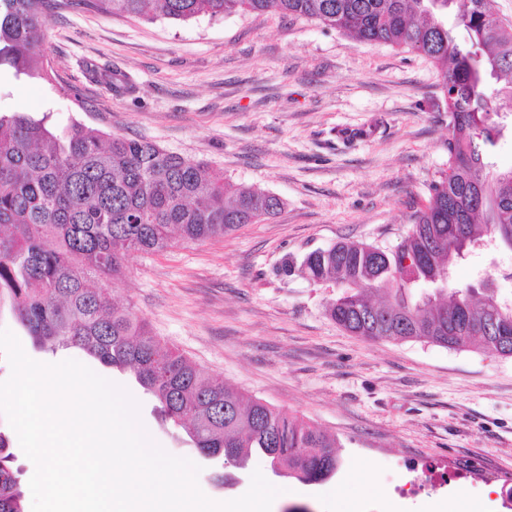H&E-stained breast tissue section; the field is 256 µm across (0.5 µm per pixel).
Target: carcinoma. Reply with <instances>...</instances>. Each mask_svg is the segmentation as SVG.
Listing matches in <instances>:
<instances>
[{
    "label": "carcinoma",
    "mask_w": 512,
    "mask_h": 512,
    "mask_svg": "<svg viewBox=\"0 0 512 512\" xmlns=\"http://www.w3.org/2000/svg\"><path fill=\"white\" fill-rule=\"evenodd\" d=\"M74 5L147 21L275 11L427 58L448 96V171L395 249L380 255L375 245L338 242L310 253L303 268L311 280L342 288L329 315L357 336L487 350L486 334L456 336L448 325L494 319L512 347V299L484 282L450 286L467 253L512 250V181L501 180L512 168L489 161L512 118V26L489 0H0V68L44 71L49 21ZM281 206L278 196L240 189L208 163L152 141L81 125L57 134L27 112L0 114V298L8 296L35 346L76 347L104 368L130 372L164 418L231 467L257 453L313 484L342 466L335 439L204 374L111 299L127 256L222 238ZM408 253L420 262L405 269ZM416 285L425 287L418 297ZM379 292L386 298L377 305L371 295ZM13 462L0 433V512H24Z\"/></svg>",
    "instance_id": "carcinoma-1"
}]
</instances>
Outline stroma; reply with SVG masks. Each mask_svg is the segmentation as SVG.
Segmentation results:
<instances>
[{
    "instance_id": "1",
    "label": "stroma",
    "mask_w": 512,
    "mask_h": 512,
    "mask_svg": "<svg viewBox=\"0 0 512 512\" xmlns=\"http://www.w3.org/2000/svg\"><path fill=\"white\" fill-rule=\"evenodd\" d=\"M43 49L50 80L1 72V113L145 138L284 203L224 238L128 256L112 293L204 373L341 445L329 481L272 476L255 455L224 486L221 461L204 459L132 375L97 367L139 402L155 443L200 466L207 497L243 495L258 469L289 492L271 512H332L337 495L359 512L383 500L467 512L486 499L512 512V358L352 335L328 315L336 286L302 270L341 241L395 248L447 171L448 101L428 60L277 12L146 21L78 6L51 18ZM487 274L512 297L507 249L469 254L452 282ZM462 469L473 473L464 484Z\"/></svg>"
}]
</instances>
